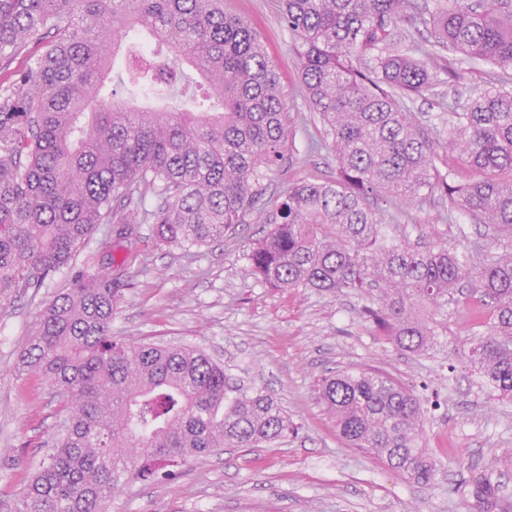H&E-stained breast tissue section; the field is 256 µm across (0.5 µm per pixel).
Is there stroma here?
Here are the masks:
<instances>
[{"label": "stroma", "mask_w": 512, "mask_h": 512, "mask_svg": "<svg viewBox=\"0 0 512 512\" xmlns=\"http://www.w3.org/2000/svg\"><path fill=\"white\" fill-rule=\"evenodd\" d=\"M224 10L259 32L291 105L286 151L264 182L265 198H276L300 178L335 177L332 152L307 149L308 140L321 139L322 127L300 92L299 58L278 0H224ZM442 65L432 88L407 103L441 142L454 104H467L493 76L490 66L456 52H445ZM388 216L410 223V242L442 237L461 252L484 232L468 216L449 218L447 201L438 198L408 215L390 208ZM266 229L264 214L251 211L193 259L158 242L150 224L137 226L133 248L113 242L128 283L112 318L113 335L204 350L234 381L271 394L296 432L272 448H229L178 465L171 478L133 482L113 500L111 512H467L464 486L472 474L512 455V402L490 398L477 371L467 367L471 330L461 310L441 313L447 333L427 351H403L373 335L356 296L263 287L247 254ZM60 283L48 280L37 295L0 309V512H13L65 420V398L18 364ZM360 367L390 374L421 399L424 444L452 449L440 458L443 474L435 485L408 483L337 435L318 385L327 374Z\"/></svg>", "instance_id": "obj_1"}]
</instances>
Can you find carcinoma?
<instances>
[{
	"label": "carcinoma",
	"mask_w": 512,
	"mask_h": 512,
	"mask_svg": "<svg viewBox=\"0 0 512 512\" xmlns=\"http://www.w3.org/2000/svg\"><path fill=\"white\" fill-rule=\"evenodd\" d=\"M403 17L431 29L428 49L390 52ZM300 83L336 153V177L297 181L269 200V230L249 261L266 288L351 292L372 331L422 353L444 323L428 312L473 303L468 359L490 395L512 400V0H282ZM137 42L172 56L162 76L133 61ZM38 54H29V46ZM451 49L496 69L453 113L443 171L436 142L405 111ZM125 60V96L112 72ZM0 308L47 278L66 288L40 312L19 365L67 398L53 455L15 512H109L131 482L221 448H262L295 428L275 399L231 381L191 347L112 339L128 282L76 255L155 225L186 255L224 237L279 166L289 105L255 28L224 0H0ZM158 203L146 206L147 196ZM448 199L492 227L495 247L406 243L387 207ZM108 231L95 239L100 225ZM341 437L408 482L440 467L421 443L420 398L389 374L322 379ZM512 456L469 481V512H512Z\"/></svg>",
	"instance_id": "1"
}]
</instances>
